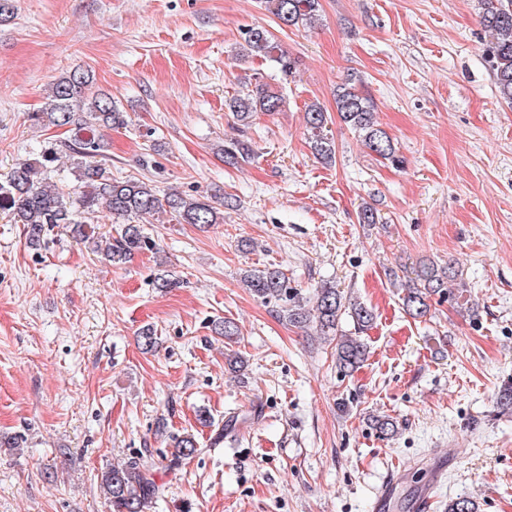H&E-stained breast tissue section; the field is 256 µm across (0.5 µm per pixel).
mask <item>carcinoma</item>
<instances>
[{
	"mask_svg": "<svg viewBox=\"0 0 512 512\" xmlns=\"http://www.w3.org/2000/svg\"><path fill=\"white\" fill-rule=\"evenodd\" d=\"M483 27L493 40L484 54L496 77L500 97L512 105V0H480ZM274 16L286 26H298L317 19L320 0H267ZM242 53L274 63L281 75L293 74L295 61L288 57L271 32L256 26L244 32ZM285 103L282 91L272 88L258 73L252 87L230 97L225 107L237 121L247 125L259 114L280 111ZM336 110L365 145L395 165L402 163L388 133L374 118L371 99L358 92L347 82L336 89ZM28 120L42 127H71L73 136L64 143L73 160L76 188L64 191L49 185L37 174H49L55 162L56 148L51 146L31 161L13 168L10 176L0 182V211H8L15 223L24 226L30 246L39 247L45 231L54 226H66L80 239L90 238L89 221L100 205L113 215L128 222L115 228V235L107 238L105 258L114 264L129 261L136 253L154 247L153 240L144 233L140 224L129 220L144 215L171 214L180 224L209 226L224 223V213L207 197L198 198L181 193L159 195L151 181L145 178H114L100 158L104 157V141L98 129H120L127 125V112L102 90L93 89V75L89 71H67L50 87L47 106L27 114ZM328 123L327 112L313 102L306 107L309 144L314 156L325 164L336 162L334 141L324 134ZM224 162L238 166L254 157L252 146L242 140L224 143ZM244 279L251 291L266 303L281 304V312L288 322L310 327L323 338L336 340V367L342 373L355 371L364 361L368 346L360 336H347L337 332L338 321L345 312L357 324L358 331L368 329L374 311L360 303H350L333 285L324 284L315 290L312 307L300 301L298 289L289 286L288 277L274 267L250 269ZM458 270L433 261H422L413 284L404 289L402 297L406 312L421 318L430 309L429 301L457 300L461 295ZM197 452V441L189 433L175 440L173 464L192 458ZM100 492L110 503L112 512H145L149 504L161 493L150 470L131 461L112 465L101 474Z\"/></svg>",
	"mask_w": 512,
	"mask_h": 512,
	"instance_id": "carcinoma-1",
	"label": "carcinoma"
}]
</instances>
